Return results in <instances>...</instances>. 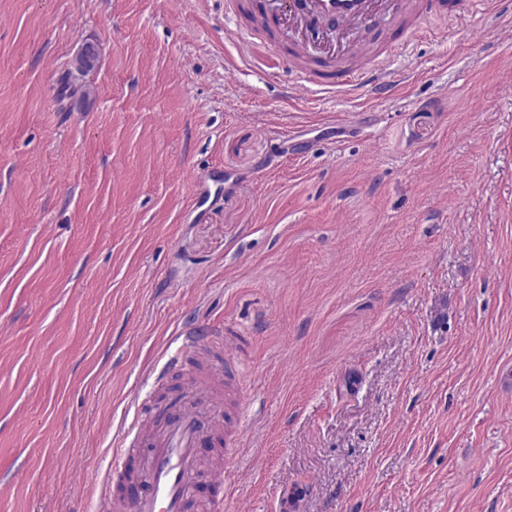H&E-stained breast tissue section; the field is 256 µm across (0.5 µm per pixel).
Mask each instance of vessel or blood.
I'll return each instance as SVG.
<instances>
[{"label": "vessel or blood", "instance_id": "vessel-or-blood-1", "mask_svg": "<svg viewBox=\"0 0 512 512\" xmlns=\"http://www.w3.org/2000/svg\"><path fill=\"white\" fill-rule=\"evenodd\" d=\"M442 5V0H253L251 8L258 28L270 33L276 48L295 64L297 89L352 94L371 86L388 95L395 80L386 64L369 61L375 20L397 22L401 33L396 44L401 47L425 33V18ZM223 346V337L216 335L184 337L176 363L184 367L186 379L177 393L151 407L140 429L138 491L130 498L112 493V482L127 479L129 454L127 448H115L99 487V512H219L232 458L223 453L204 465L198 449L205 436L223 439L224 425L210 408L237 384L219 354ZM202 474L213 489L205 504L194 496Z\"/></svg>", "mask_w": 512, "mask_h": 512}]
</instances>
